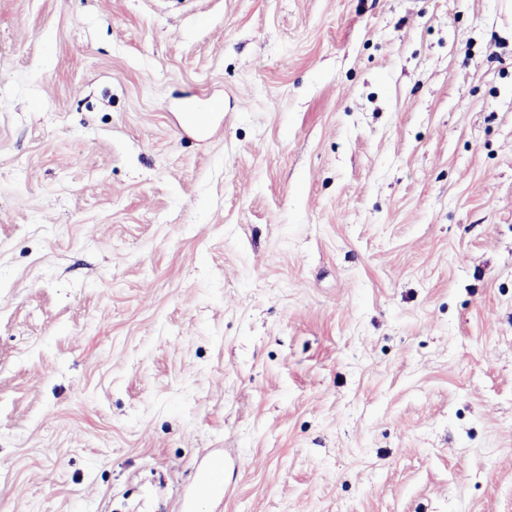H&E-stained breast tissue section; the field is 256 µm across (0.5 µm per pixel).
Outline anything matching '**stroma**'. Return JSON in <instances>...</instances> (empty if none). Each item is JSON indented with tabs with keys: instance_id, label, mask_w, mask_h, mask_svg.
Returning a JSON list of instances; mask_svg holds the SVG:
<instances>
[{
	"instance_id": "stroma-1",
	"label": "stroma",
	"mask_w": 512,
	"mask_h": 512,
	"mask_svg": "<svg viewBox=\"0 0 512 512\" xmlns=\"http://www.w3.org/2000/svg\"><path fill=\"white\" fill-rule=\"evenodd\" d=\"M211 448L194 512H512L500 0H0V512ZM224 457L213 453L200 463L196 496L217 497L224 491Z\"/></svg>"
}]
</instances>
